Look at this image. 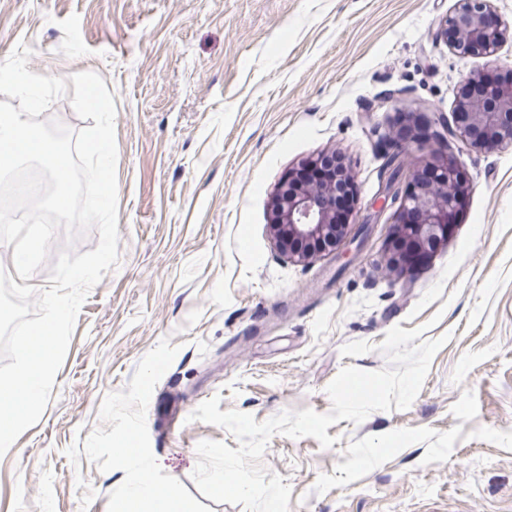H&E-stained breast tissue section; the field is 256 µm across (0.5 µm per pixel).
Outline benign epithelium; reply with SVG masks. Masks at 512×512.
<instances>
[{
  "label": "benign epithelium",
  "instance_id": "7a95c632",
  "mask_svg": "<svg viewBox=\"0 0 512 512\" xmlns=\"http://www.w3.org/2000/svg\"><path fill=\"white\" fill-rule=\"evenodd\" d=\"M444 26L455 32L453 52L483 58L488 66L496 65L502 46L512 40V26L498 18L490 0H456ZM450 138L477 150L511 145L512 86L489 88L458 101L453 124L447 126V136L439 139L437 148L423 140L395 144L391 161L401 166V157L408 156L417 159L422 169L431 171L427 178L417 174L408 188L390 185L382 191L385 203L391 198L401 199L388 240L390 266L396 271L404 267L402 248L426 255L448 242V218L469 190L443 153ZM293 174L288 171V178L271 198L268 228L278 251L303 264L326 255L349 257L350 245L358 234L336 219L338 191L344 184L353 186L347 166H339L337 173L325 181L298 186L290 185Z\"/></svg>",
  "mask_w": 512,
  "mask_h": 512
}]
</instances>
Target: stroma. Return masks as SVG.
I'll return each instance as SVG.
<instances>
[{"mask_svg": "<svg viewBox=\"0 0 512 512\" xmlns=\"http://www.w3.org/2000/svg\"><path fill=\"white\" fill-rule=\"evenodd\" d=\"M455 0H0V63L94 72L116 107L118 263L80 310L39 421L0 456V512H112L149 475L189 512H245L197 489L202 402L265 421L329 412L346 366L379 371L393 327L445 338L404 410L312 437L274 435L262 464L289 512H512V147L448 155L470 191L447 244L393 271L373 200L399 125L434 139L486 73L438 34ZM341 155L367 235L348 264L282 257L267 224L289 170ZM97 229H58L95 250ZM131 437L133 453L115 448Z\"/></svg>", "mask_w": 512, "mask_h": 512, "instance_id": "35a3bbf8", "label": "stroma"}]
</instances>
